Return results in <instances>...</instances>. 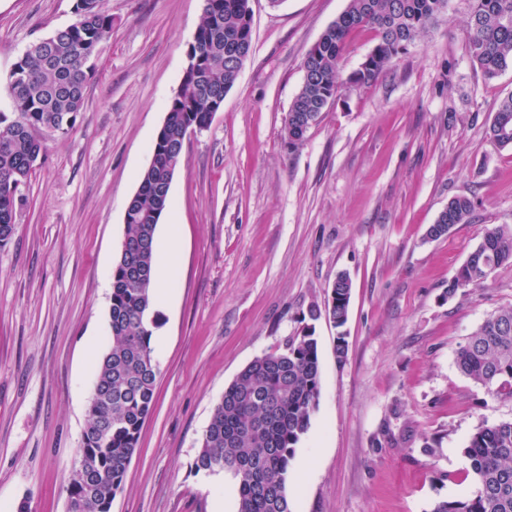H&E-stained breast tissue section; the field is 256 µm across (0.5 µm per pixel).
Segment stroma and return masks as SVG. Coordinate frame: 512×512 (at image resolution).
I'll list each match as a JSON object with an SVG mask.
<instances>
[{
  "instance_id": "stroma-1",
  "label": "stroma",
  "mask_w": 512,
  "mask_h": 512,
  "mask_svg": "<svg viewBox=\"0 0 512 512\" xmlns=\"http://www.w3.org/2000/svg\"><path fill=\"white\" fill-rule=\"evenodd\" d=\"M74 0H0V75L73 23ZM253 44L210 126L187 137L171 186L181 255L153 338L160 374L112 512H237L227 474L195 471L215 404L256 357L314 325L321 391L288 475L294 512H431L477 488L464 449L512 420L455 364L512 305V266L448 283L486 231L512 226V146L487 129L512 69L485 80L467 53L468 0L368 85L343 91L296 150L284 120L311 46L347 0H252ZM112 36L75 129L44 135L0 248V512H67L96 357L107 346L125 210L177 89L203 0H104ZM473 209L427 230L450 199ZM349 318L310 321L339 274ZM345 339L344 357L336 355Z\"/></svg>"
}]
</instances>
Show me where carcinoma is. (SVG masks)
I'll return each instance as SVG.
<instances>
[{"mask_svg": "<svg viewBox=\"0 0 512 512\" xmlns=\"http://www.w3.org/2000/svg\"><path fill=\"white\" fill-rule=\"evenodd\" d=\"M449 0H348L346 10L323 32L303 61V79L283 129L288 149L299 147L307 125L334 104L343 86L338 65L349 34L375 31L376 42L347 82L368 85L446 14ZM251 0H204L203 19L187 51L180 84L170 99L152 147L155 158L141 174L125 211V234L112 268L109 331L87 403L81 452L66 479L76 512H111L154 404L159 368L152 310L157 227L170 206V188L190 130L210 125L235 84V59L252 49ZM75 21L45 38L43 49L15 62L6 82L13 115L0 112V247L12 239L21 187L43 157L39 134L69 135L82 112L94 61L112 33L103 0H75ZM468 53L487 80L512 68V0H470ZM487 135L512 145V96L503 100ZM466 197L448 202L429 235L440 238L465 223ZM512 266V228L487 231L448 283V293L484 284L498 268ZM350 279L340 276L325 308L313 305L338 328L348 320ZM457 368L488 393L512 399V307L491 314L459 347ZM318 343L312 328L284 350L246 365L224 390L194 458L196 471L228 472L237 480V512H293L286 490L295 448L308 431L320 396ZM465 455L478 482L473 496L442 500L431 512H512V421L485 425Z\"/></svg>", "mask_w": 512, "mask_h": 512, "instance_id": "cac0c4a2", "label": "carcinoma"}]
</instances>
